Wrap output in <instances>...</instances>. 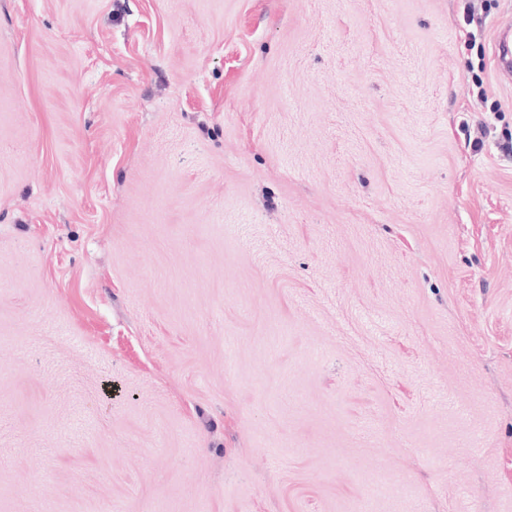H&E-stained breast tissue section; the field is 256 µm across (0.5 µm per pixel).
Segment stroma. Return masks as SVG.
<instances>
[{
	"label": "stroma",
	"instance_id": "obj_1",
	"mask_svg": "<svg viewBox=\"0 0 512 512\" xmlns=\"http://www.w3.org/2000/svg\"><path fill=\"white\" fill-rule=\"evenodd\" d=\"M512 0H0V512H512ZM494 58L499 72L508 76L512 74V30L511 27L501 31L495 44Z\"/></svg>",
	"mask_w": 512,
	"mask_h": 512
}]
</instances>
